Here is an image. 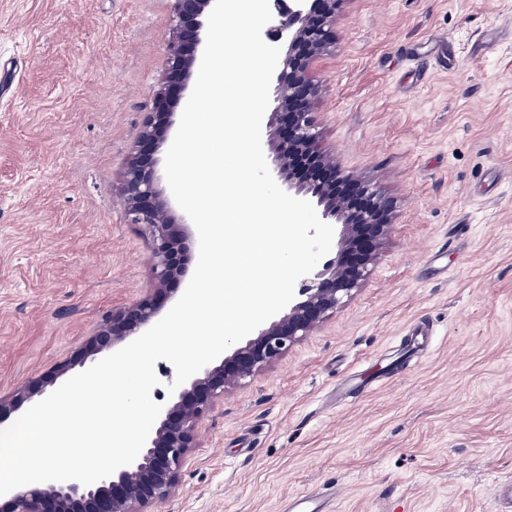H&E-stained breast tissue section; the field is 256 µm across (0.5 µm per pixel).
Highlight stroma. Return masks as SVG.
Here are the masks:
<instances>
[{"mask_svg":"<svg viewBox=\"0 0 512 512\" xmlns=\"http://www.w3.org/2000/svg\"><path fill=\"white\" fill-rule=\"evenodd\" d=\"M173 0H0V396L152 294L122 173ZM322 151L399 201L344 306L227 391L154 512H504L512 477V0H346Z\"/></svg>","mask_w":512,"mask_h":512,"instance_id":"obj_1","label":"stroma"}]
</instances>
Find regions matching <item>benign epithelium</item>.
Here are the masks:
<instances>
[{"instance_id": "1", "label": "benign epithelium", "mask_w": 512, "mask_h": 512, "mask_svg": "<svg viewBox=\"0 0 512 512\" xmlns=\"http://www.w3.org/2000/svg\"><path fill=\"white\" fill-rule=\"evenodd\" d=\"M173 2L174 37L166 78L123 172L124 209L129 223L149 241L154 292L106 317L90 338V354L114 348L149 326L172 292V283L187 271L189 235L160 187L157 152L189 87L215 0ZM344 2L269 0L273 26L268 36L273 41L284 36L288 40L274 88L279 129L269 146L288 194L311 202L322 221L342 226L334 257L303 278L298 297L279 318L262 324L253 336L232 345L222 359L209 363L180 387L162 408L133 463L91 485L50 481L10 491L0 495V512H150L177 487L185 458L197 447L198 424L224 393L275 362L297 339L310 335L365 281L391 233L397 200L370 182L354 180L321 150L322 132L312 110L320 85L311 70L332 45V28ZM68 370L69 365L62 364L49 380L28 382L12 396L0 397V424L24 402L45 395L47 387Z\"/></svg>"}]
</instances>
